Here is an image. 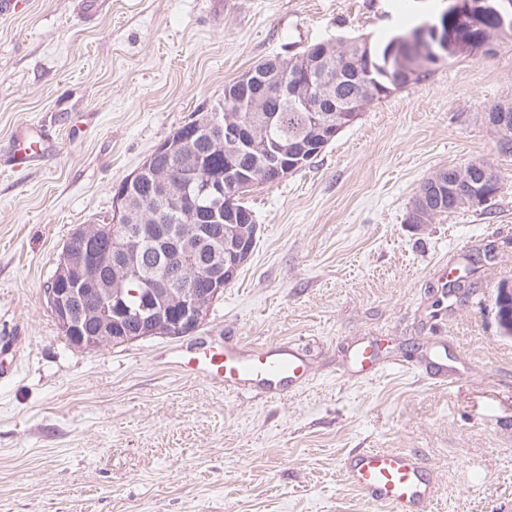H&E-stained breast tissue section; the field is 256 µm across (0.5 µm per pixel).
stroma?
Wrapping results in <instances>:
<instances>
[{
	"label": "stroma",
	"mask_w": 512,
	"mask_h": 512,
	"mask_svg": "<svg viewBox=\"0 0 512 512\" xmlns=\"http://www.w3.org/2000/svg\"><path fill=\"white\" fill-rule=\"evenodd\" d=\"M448 0H19L0 20V512H387L346 485L356 448H411L439 487L433 512H512V338L494 297L512 285V157L485 120L512 101V41L462 56L370 103L303 169L248 194L256 247L193 334L71 347L44 291L76 228L113 188L258 61L378 37ZM54 153L5 157L22 127ZM480 158L486 205L408 223L431 173ZM466 276L450 288L448 274ZM290 342L308 384L282 398L185 377L201 341ZM377 344L375 376L342 373ZM434 346L438 382L404 360ZM505 289L511 290V303L510 305L504 304L503 302H500V298L503 295V292ZM495 309H496V318L497 323L500 328L501 336L505 337H512V289L511 286L508 284H501L498 286L495 294ZM510 308V319L507 318V314L505 311Z\"/></svg>",
	"instance_id": "obj_1"
}]
</instances>
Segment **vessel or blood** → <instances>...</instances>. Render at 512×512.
<instances>
[{
  "instance_id": "b4317fda",
  "label": "vessel or blood",
  "mask_w": 512,
  "mask_h": 512,
  "mask_svg": "<svg viewBox=\"0 0 512 512\" xmlns=\"http://www.w3.org/2000/svg\"><path fill=\"white\" fill-rule=\"evenodd\" d=\"M45 152L44 141L29 128L18 130L8 162L22 168ZM180 372L234 394L265 398L283 396L311 375L305 355L281 344L227 343L190 351L178 360ZM347 369L373 375L377 366L371 345L356 344L348 352ZM345 483L364 498L390 507L391 512H432L437 487L423 458L415 451L362 448L342 461Z\"/></svg>"
}]
</instances>
